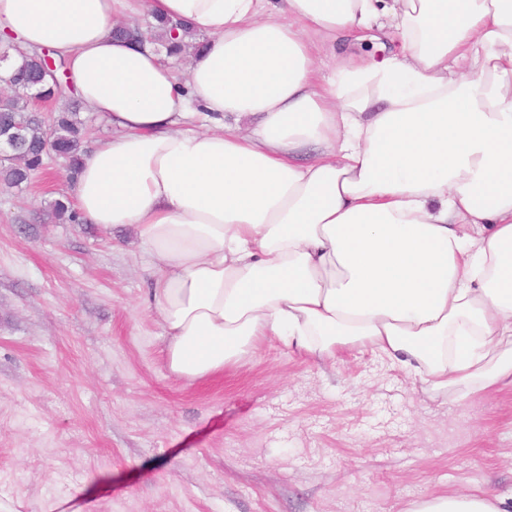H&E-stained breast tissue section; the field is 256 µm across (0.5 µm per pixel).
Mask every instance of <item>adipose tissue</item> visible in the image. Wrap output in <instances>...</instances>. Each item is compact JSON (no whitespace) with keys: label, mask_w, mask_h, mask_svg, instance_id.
<instances>
[{"label":"adipose tissue","mask_w":512,"mask_h":512,"mask_svg":"<svg viewBox=\"0 0 512 512\" xmlns=\"http://www.w3.org/2000/svg\"><path fill=\"white\" fill-rule=\"evenodd\" d=\"M269 4L0 0L12 59L54 50L112 127L72 200L137 232L169 373L272 338L321 359L368 347L436 389L512 386V0ZM144 10L204 34L186 80L112 36ZM316 35L402 49L326 78ZM411 512L508 510L454 493Z\"/></svg>","instance_id":"1"}]
</instances>
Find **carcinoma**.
<instances>
[{
  "label": "carcinoma",
  "mask_w": 512,
  "mask_h": 512,
  "mask_svg": "<svg viewBox=\"0 0 512 512\" xmlns=\"http://www.w3.org/2000/svg\"><path fill=\"white\" fill-rule=\"evenodd\" d=\"M159 28L169 34L165 46L168 54L178 57L186 45L173 34L172 22H159ZM56 69L48 70L45 55L39 51L21 54V62L12 67L10 98L0 105V127L12 133L10 153L13 162L0 168V179L10 186H20L31 175L45 169L42 145L51 139L72 169L79 167L84 151L83 122L79 118L74 92L64 80L65 63H55ZM56 100L61 103L52 123L47 125L31 99Z\"/></svg>",
  "instance_id": "1"
}]
</instances>
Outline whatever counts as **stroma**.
<instances>
[{"label":"stroma","instance_id":"obj_1","mask_svg":"<svg viewBox=\"0 0 512 512\" xmlns=\"http://www.w3.org/2000/svg\"><path fill=\"white\" fill-rule=\"evenodd\" d=\"M0 182V512H407L512 504V387L433 391L369 349L264 340L188 383L167 371L129 227L58 221L64 163ZM496 497L475 493L438 495L415 504L407 512H509Z\"/></svg>","mask_w":512,"mask_h":512}]
</instances>
